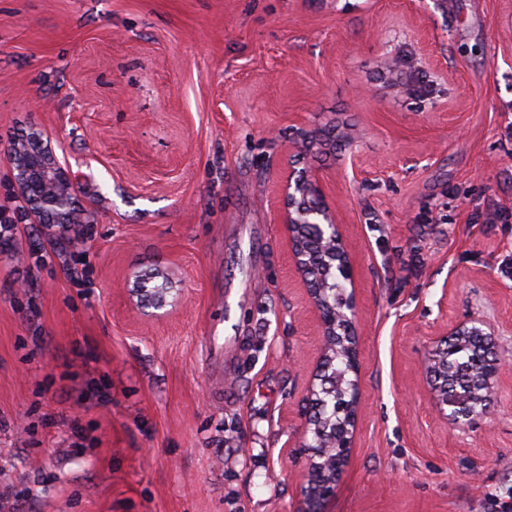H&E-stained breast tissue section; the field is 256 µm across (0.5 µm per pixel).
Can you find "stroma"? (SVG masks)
I'll list each match as a JSON object with an SVG mask.
<instances>
[{"mask_svg":"<svg viewBox=\"0 0 512 512\" xmlns=\"http://www.w3.org/2000/svg\"><path fill=\"white\" fill-rule=\"evenodd\" d=\"M353 246L362 413L327 512H512V0H0V214L39 127L82 223L0 246V512H299L322 338L278 218L291 126ZM444 330L442 342L448 344V346L442 348L440 345V347L433 351L431 354L432 365L429 367V372L431 376L434 377L431 391L433 394L434 392L439 393V399L435 400V411L439 418L446 421L448 420L452 424H472L483 414L476 413L471 405V401L465 398L463 392L457 389L451 390L448 387V369L453 364V350L450 348V344L454 343L461 336H474L477 338V352L482 354L486 368L476 384H472L467 390L471 395L478 397L481 401H486L488 408L494 403L497 395L502 375V365L497 356L495 342L491 337L492 335L486 332L481 324L476 322H461L453 324L450 327L447 326ZM477 340L464 338L457 343L460 352L459 362L461 364L455 370L454 376L460 388H462L461 381H465L469 377L478 376L481 372V368L469 359L467 353L468 347L474 346Z\"/></svg>","mask_w":512,"mask_h":512,"instance_id":"obj_1","label":"stroma"}]
</instances>
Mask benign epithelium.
Returning <instances> with one entry per match:
<instances>
[{"mask_svg": "<svg viewBox=\"0 0 512 512\" xmlns=\"http://www.w3.org/2000/svg\"><path fill=\"white\" fill-rule=\"evenodd\" d=\"M32 141L36 149L34 158H24L16 145L11 149L12 160L17 164V187L22 194L30 195L35 200V207L31 209V213L50 224H61L66 228L76 223L73 198L50 192L47 186L63 184L71 189L73 180L56 163L52 153L45 150L39 131H33ZM312 141L313 137L309 132L299 127L296 132L288 135V150L304 151L311 146ZM280 219L288 231L291 259L301 279L304 295L317 314L323 344H328L329 340L337 335V331H343L352 371L359 372V309L356 293L350 291L339 308L328 304L323 297L328 280L321 276L311 277L308 250L302 240V233L308 228L314 238L330 241L332 249L322 255V267L326 271H336L341 280L350 285L354 284L355 273L348 247L340 231L335 211L323 195L318 174L306 168L288 167L281 184ZM462 336L477 338V350L482 352L486 364L483 375L468 388L471 395L489 405L493 404L502 375V365L496 355L495 342L481 324L461 322L445 328L443 343L447 344V347H438L433 351L429 372L434 377L432 390L439 393V399L435 401L436 414L455 425L471 424L479 418V414L463 392L448 387V369L453 364L452 349L449 345ZM344 409L348 413V418L343 423V435L333 472L321 479H314L311 477L314 463L307 464V471L304 474L307 487L304 488L301 512H326L325 505L333 495L336 484L348 464L359 420L358 385H353Z\"/></svg>", "mask_w": 512, "mask_h": 512, "instance_id": "benign-epithelium-1", "label": "benign epithelium"}]
</instances>
